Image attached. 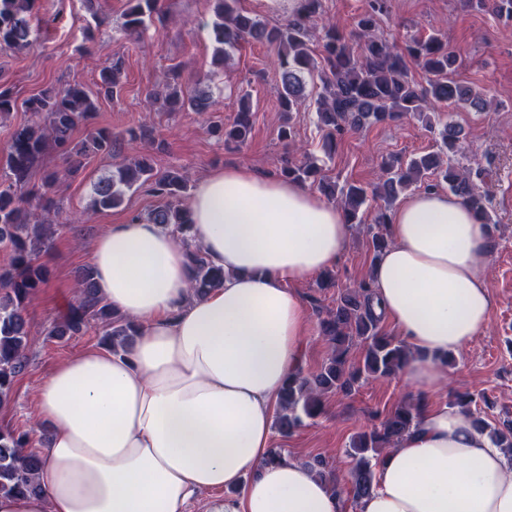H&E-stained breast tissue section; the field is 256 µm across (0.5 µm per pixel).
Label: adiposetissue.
<instances>
[{
    "instance_id": "ef3b65f1",
    "label": "adipose tissue",
    "mask_w": 512,
    "mask_h": 512,
    "mask_svg": "<svg viewBox=\"0 0 512 512\" xmlns=\"http://www.w3.org/2000/svg\"><path fill=\"white\" fill-rule=\"evenodd\" d=\"M180 238L162 225H109L91 245L98 295L140 326L131 349H85L35 393L47 432L36 495L0 494V512H341L327 480L301 462H268L272 417L303 366L308 330L296 288L349 245L343 211L307 186L224 166L198 180ZM492 229L441 190L404 200L370 272L372 309L412 348L404 378L438 391V357L487 324ZM224 270L190 289L189 255ZM358 512H512V461L471 417L422 406L385 451Z\"/></svg>"
}]
</instances>
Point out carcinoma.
I'll list each match as a JSON object with an SVG mask.
<instances>
[{"instance_id": "cac0c4a2", "label": "carcinoma", "mask_w": 512, "mask_h": 512, "mask_svg": "<svg viewBox=\"0 0 512 512\" xmlns=\"http://www.w3.org/2000/svg\"><path fill=\"white\" fill-rule=\"evenodd\" d=\"M34 0H0V44L22 49L31 44L26 15ZM212 34L217 44L213 63L224 66V59L241 42L267 44L276 50L280 69L279 103L290 113L306 97L305 75L320 82L316 98V114L325 131V150L336 147L338 136L359 130L367 123L397 120L408 116L422 119L435 128L428 106L444 103L454 109L475 108L488 111L492 102L462 85L456 78L463 61L447 41L437 35L425 39L411 38L402 49L377 33L378 15L385 0H371L369 9L360 15L354 30L348 34L334 26L322 29L318 36L319 57L309 46L311 22L321 7V0H302L296 16L279 25H271L257 15L239 8L240 0H213ZM124 27L131 35H139L148 22L160 17L158 0H128ZM416 66L425 75L418 85L410 77ZM123 61L112 60L102 69L97 94L114 97L119 92ZM163 108L167 112L191 110L203 114L212 110L215 100L210 87L183 91L180 73L173 69L163 83ZM31 119L16 127L10 137L4 163L0 165V245L11 253L10 264L0 268V406L13 395L17 378L30 360L33 340L27 320V304L49 282V270L40 255L49 250L55 233L59 200L55 186L73 168L45 175L41 186H29L31 172L51 147L63 154L76 152L112 154L115 142L106 129L92 127L96 106L91 92L80 84L60 91H46L24 101ZM17 108L13 90L0 85V117ZM89 128L80 147L75 148L73 132L78 125ZM252 131L251 110L241 106L232 123L224 125V140L245 143ZM439 151L403 162L399 159L384 164L381 180L372 190L353 183L339 184L325 173L319 160L308 158L299 163L286 162L280 175L315 186L331 201L337 202L347 223L359 224V213L368 198L384 201L374 217L376 224L390 223L394 201L404 190L419 185L426 190L446 188L466 201L481 218L492 223L489 200L481 194L470 173L452 164L459 150L461 129L451 122L439 130ZM433 180L425 181L426 176ZM165 200L152 210L147 221L173 229L187 240L190 223L187 209L181 206L190 186L188 178L174 171L156 170L148 155L133 157L119 164L112 174L99 178L91 186L93 207L110 209L121 206L126 194L139 190ZM371 261H376L389 244L386 234L366 228ZM192 288L203 293L224 282V269L214 266L199 250L191 252ZM77 298L48 329V336L60 340L82 334L89 324L103 325L102 342L113 351H127L138 334V326L115 312L97 295L93 271L84 270L77 280ZM370 279L361 280L336 298L333 308L319 320V334L328 346V354L320 369L312 374L299 373L288 380L279 396L275 427L292 434L322 414L323 398L330 393L349 395L362 377H392L407 364L410 347L387 334L381 319L369 306ZM361 350L358 364L350 362L352 347ZM420 403L404 401L392 410L380 425L358 434L347 451L353 466L344 492L357 503L374 485L376 462L384 451L411 430L419 416ZM477 427L512 459V423L503 427L489 424L476 416ZM29 434L8 425L0 426V493L37 494L42 488L36 480L42 459L27 450ZM336 494L343 492L334 486Z\"/></svg>"}]
</instances>
